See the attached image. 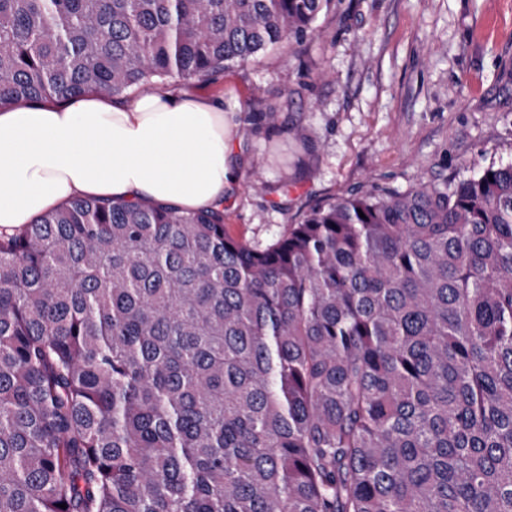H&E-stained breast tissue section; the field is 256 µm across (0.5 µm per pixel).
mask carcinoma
Here are the masks:
<instances>
[{
	"mask_svg": "<svg viewBox=\"0 0 512 512\" xmlns=\"http://www.w3.org/2000/svg\"><path fill=\"white\" fill-rule=\"evenodd\" d=\"M329 3L0 0V106L204 81ZM0 512H512V164L264 247L91 198L1 233Z\"/></svg>",
	"mask_w": 512,
	"mask_h": 512,
	"instance_id": "carcinoma-1",
	"label": "carcinoma"
}]
</instances>
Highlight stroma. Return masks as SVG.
Here are the masks:
<instances>
[{
    "mask_svg": "<svg viewBox=\"0 0 512 512\" xmlns=\"http://www.w3.org/2000/svg\"><path fill=\"white\" fill-rule=\"evenodd\" d=\"M317 31L172 90L224 99V230L253 246L378 187L512 163V0H332ZM276 125L259 120L268 106ZM287 197L251 191L253 164Z\"/></svg>",
    "mask_w": 512,
    "mask_h": 512,
    "instance_id": "obj_1",
    "label": "stroma"
}]
</instances>
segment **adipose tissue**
I'll return each mask as SVG.
<instances>
[{
	"mask_svg": "<svg viewBox=\"0 0 512 512\" xmlns=\"http://www.w3.org/2000/svg\"><path fill=\"white\" fill-rule=\"evenodd\" d=\"M230 139L223 98L177 91L0 107V229L80 197L214 207Z\"/></svg>",
	"mask_w": 512,
	"mask_h": 512,
	"instance_id": "adipose-tissue-1",
	"label": "adipose tissue"
}]
</instances>
